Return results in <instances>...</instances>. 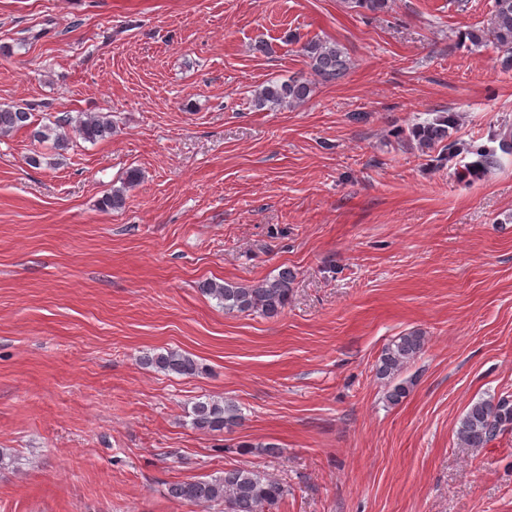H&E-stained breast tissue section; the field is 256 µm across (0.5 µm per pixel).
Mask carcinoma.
Wrapping results in <instances>:
<instances>
[{
	"label": "carcinoma",
	"mask_w": 512,
	"mask_h": 512,
	"mask_svg": "<svg viewBox=\"0 0 512 512\" xmlns=\"http://www.w3.org/2000/svg\"><path fill=\"white\" fill-rule=\"evenodd\" d=\"M388 0H345L347 8L371 13L381 12ZM472 44L478 46L486 40L494 41L508 53L506 62L512 63V0H493L486 25L468 34ZM301 50L309 60L311 70L325 81L343 77L349 68L346 53L337 44L319 39L306 41ZM311 92V82L301 76H290L283 81L272 82L255 94V105L262 107L294 106L304 102ZM32 113L19 106H0V135L31 125ZM446 116H438L411 130L419 145L431 148L443 145L451 150L448 142ZM86 142H96L112 136L113 124L108 113H85L76 118L59 116L49 124L32 131L38 143L52 141V148L65 151L69 148L70 133ZM295 273L286 267L276 277L252 285L232 281L210 280L200 290L216 300L224 311L258 313L274 318L288 306ZM424 337L416 332L405 333L391 340L382 350L376 364V376L384 382L385 397L391 404L401 402L410 393L412 382L398 380L403 368L415 359L424 348ZM144 364L164 373L195 376L203 372L201 364L191 355L175 349L147 354ZM193 428L209 432L231 430L242 422L238 406L227 398H206L196 401L189 413ZM512 427V397L500 396L480 399L466 411L457 428V437L465 448H481L497 439ZM171 496L195 505H219L224 512H263L267 506L279 502L284 486L276 479L247 468L224 470V475L210 480L174 484Z\"/></svg>",
	"instance_id": "obj_1"
}]
</instances>
